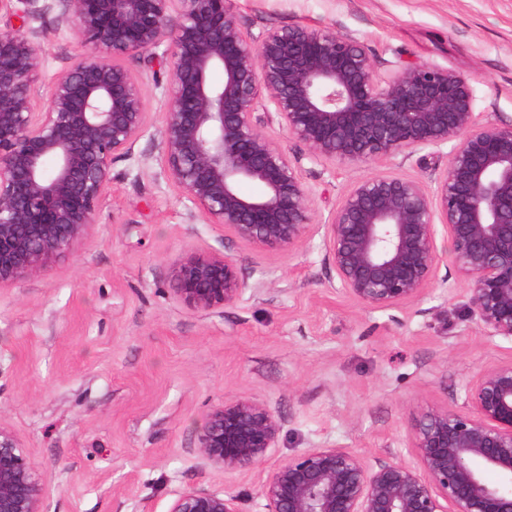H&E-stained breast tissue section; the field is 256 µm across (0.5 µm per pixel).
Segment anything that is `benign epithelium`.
I'll list each match as a JSON object with an SVG mask.
<instances>
[{"label": "benign epithelium", "instance_id": "1", "mask_svg": "<svg viewBox=\"0 0 512 512\" xmlns=\"http://www.w3.org/2000/svg\"><path fill=\"white\" fill-rule=\"evenodd\" d=\"M14 1L32 21L60 8L83 52L36 98L45 31L0 28V285L42 275L90 234L112 164L131 158L152 127L144 88L121 57L159 55L169 63L153 77L166 105L160 174L189 202V219L255 248L286 251L312 226L300 160L266 125L277 123L314 164L450 146L431 187L387 173L355 182L324 224L325 257L339 292L366 309L396 308L432 282L441 229L469 282V318L512 341V123L481 122L472 78L415 63L380 79L360 42L306 28L255 35L229 0H0V9ZM263 97L273 111L257 115ZM245 182L263 193L243 195ZM170 279L172 299L196 310L234 304L246 290L238 262L216 251L183 253ZM466 400L463 412L421 415L412 462L371 466L337 445L296 454L264 478V512H512V360L478 373ZM282 429L265 401L236 397L208 410L194 448L208 466L242 475L278 447ZM0 512H47L33 462L2 425ZM168 512L241 510L224 489L188 485Z\"/></svg>", "mask_w": 512, "mask_h": 512}]
</instances>
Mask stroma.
I'll use <instances>...</instances> for the list:
<instances>
[{
  "label": "stroma",
  "instance_id": "obj_1",
  "mask_svg": "<svg viewBox=\"0 0 512 512\" xmlns=\"http://www.w3.org/2000/svg\"><path fill=\"white\" fill-rule=\"evenodd\" d=\"M252 33L306 27L363 43L383 78L407 63L473 79L485 121L512 122V0H230ZM36 82L44 87L82 48L56 12ZM124 62L146 91L154 130L166 106L153 88L168 64ZM157 139L112 165L90 236L41 277L0 286V425L21 440L49 512H167L176 490L225 489L241 512H263L260 484L308 448L340 445L369 465L413 460L415 424L431 408L465 410L482 369L512 359V341L468 317L466 280L449 257L423 297L371 311L337 289L324 224L358 180L384 172L433 186L448 146L381 163H304L314 230L288 251L252 248L218 224L192 222L159 177ZM236 259L249 288L233 305L194 310L169 296L184 251ZM270 290L252 295L260 277ZM264 400L283 422L279 446L250 473L205 466L194 435L226 400Z\"/></svg>",
  "mask_w": 512,
  "mask_h": 512
}]
</instances>
